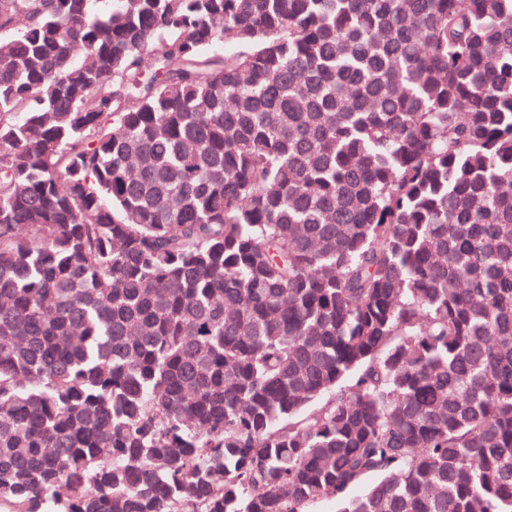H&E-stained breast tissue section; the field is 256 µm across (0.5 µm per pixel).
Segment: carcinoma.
<instances>
[{
	"label": "carcinoma",
	"instance_id": "1",
	"mask_svg": "<svg viewBox=\"0 0 512 512\" xmlns=\"http://www.w3.org/2000/svg\"><path fill=\"white\" fill-rule=\"evenodd\" d=\"M512 512V0H0V512Z\"/></svg>",
	"mask_w": 512,
	"mask_h": 512
}]
</instances>
